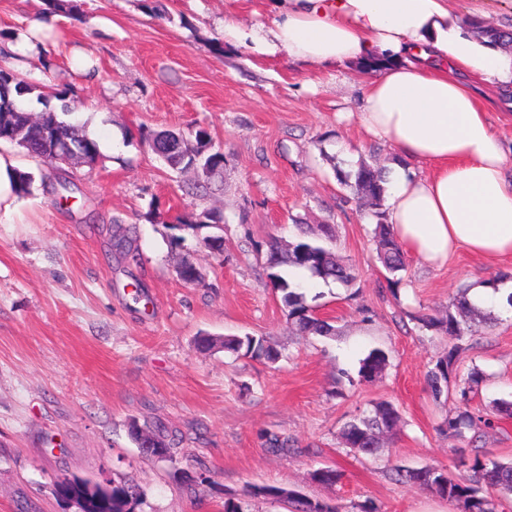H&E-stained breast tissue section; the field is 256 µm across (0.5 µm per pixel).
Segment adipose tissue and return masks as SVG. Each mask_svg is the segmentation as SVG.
<instances>
[{
	"label": "adipose tissue",
	"mask_w": 512,
	"mask_h": 512,
	"mask_svg": "<svg viewBox=\"0 0 512 512\" xmlns=\"http://www.w3.org/2000/svg\"><path fill=\"white\" fill-rule=\"evenodd\" d=\"M267 14L246 26L225 13V41L327 71L384 61L358 119L395 153L386 215L408 254L512 256V146L479 96L493 87L512 109V48L475 35L448 0H267Z\"/></svg>",
	"instance_id": "adipose-tissue-1"
}]
</instances>
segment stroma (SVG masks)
Returning <instances> with one entry per match:
<instances>
[{"mask_svg":"<svg viewBox=\"0 0 512 512\" xmlns=\"http://www.w3.org/2000/svg\"><path fill=\"white\" fill-rule=\"evenodd\" d=\"M73 14H52L46 0H0V68L65 91L29 111L71 106L97 141L93 167H66L70 199L45 186L46 167L3 143L29 194L0 209V512H76L54 494L57 482L133 481L142 512H291L286 500L256 497L276 486L330 504L370 503L378 512H457L420 484H398L392 466L446 467L467 473L473 450L512 461V418L474 437L437 430L454 399L433 401L426 374L448 351L447 337L418 316H442L465 287L512 276V260L459 252L436 267L409 258L397 291L377 260L376 218L336 178L360 159L389 167L391 148L359 123L362 87L355 68L328 76L267 59L224 40L225 0H73ZM40 46L15 52L29 34ZM206 130L224 160L211 178L170 169L149 134ZM352 158H342L340 146ZM224 250L202 248L193 231L205 213ZM134 228V262L109 251L113 224ZM330 228L337 256L352 264L351 287L312 282L330 337L294 335L267 277V243L296 242ZM190 259L200 285L181 281ZM143 287L134 298L132 283ZM462 341L458 361L483 374L473 405L512 400V310ZM250 333L281 353L268 364L197 336ZM386 370L356 381L374 349ZM392 402L401 414L378 456L344 447L343 424ZM163 425L181 443L169 461L141 455L131 424ZM272 431L295 440L286 455L261 440ZM340 478L318 483L315 470Z\"/></svg>","mask_w":512,"mask_h":512,"instance_id":"1","label":"stroma"}]
</instances>
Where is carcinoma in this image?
I'll return each mask as SVG.
<instances>
[{"instance_id":"1","label":"carcinoma","mask_w":512,"mask_h":512,"mask_svg":"<svg viewBox=\"0 0 512 512\" xmlns=\"http://www.w3.org/2000/svg\"><path fill=\"white\" fill-rule=\"evenodd\" d=\"M471 24L492 42H501L512 46V29L488 27L478 20ZM38 86L29 83L12 70L0 69V141L15 145L29 157L43 164L59 168L66 164L65 157L47 150L37 140L25 134L14 136L19 113L24 111L23 97L33 93ZM50 120L64 132H72L69 142L73 149L85 154L87 161L96 164L101 158L98 143L79 130H71V123L66 122L57 112L48 113ZM172 144L175 149L162 156L165 163L173 170L184 171L190 166L201 169L208 177L218 171L222 165L223 154L214 152L205 154L208 135L205 131L195 132L194 138L163 130L150 135L149 142ZM383 169L362 159L350 171L336 170L341 184L351 188L367 205L376 210L377 223L375 234L379 238V260L387 273L386 280L390 288L401 283L397 273L406 267L405 253L397 241L392 225L388 224L384 206L385 189L383 187ZM132 231L129 228L114 236L115 249L131 261L137 260V254L131 249ZM302 269L311 276L324 281L332 280L343 286H350L355 281L353 268L336 260L333 251L320 239L301 240L289 245L288 250L281 249L276 239L268 242L267 267L268 278L274 290L280 294V301L287 321L302 336H330L334 327L326 320L314 314L315 306L307 301V293L303 285L283 272V267ZM450 311L444 318L430 315L418 317L423 328L448 336L450 341H460L475 333L468 322L472 313V305L466 294L454 298L449 305ZM221 348L235 353L275 362L279 359L278 351L266 345V341L257 336H225L221 340ZM458 346H452L439 358L427 375V384L433 399L438 400L448 393L449 378H454L455 400L459 410L444 418L438 426L442 433H452L463 437L466 432L474 429L477 424H491V419L477 415L471 411V402L476 387L482 381V373L473 367L463 371L456 364ZM388 355L381 349L371 351L360 361L358 375L364 381H370L381 374L387 366ZM400 420L399 410L390 402L376 403L367 414L347 422L339 432L341 442L347 448L368 456H375L381 448V434L392 429ZM264 447L273 453L286 454L291 443L288 438L277 433L266 432L262 435ZM470 477L463 478L452 475L441 466H430L421 469H404L394 466L390 469L391 479L397 483H420L429 487L439 497L461 508L462 512H498L499 501L512 491V463L492 461L480 453H474L469 464ZM255 496L285 497L298 504L297 512H341V507L320 501L301 500L292 491L283 488L256 486L252 490ZM142 494L139 488L129 482L112 483V512H139Z\"/></svg>"}]
</instances>
